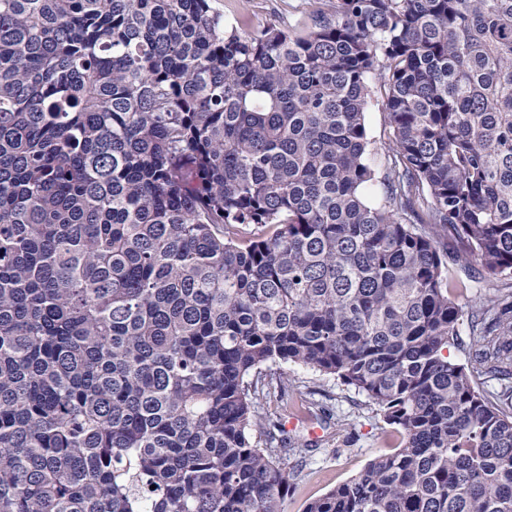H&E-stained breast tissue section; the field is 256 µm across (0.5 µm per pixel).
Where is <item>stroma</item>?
<instances>
[{
  "mask_svg": "<svg viewBox=\"0 0 512 512\" xmlns=\"http://www.w3.org/2000/svg\"><path fill=\"white\" fill-rule=\"evenodd\" d=\"M210 6L228 24L244 18L257 26L308 22L305 0H210ZM281 370L299 388L268 397L261 412L283 427L294 446L284 458L294 478L283 508L304 512L310 500L351 480L372 458L394 452L401 436L365 395L335 377L291 363Z\"/></svg>",
  "mask_w": 512,
  "mask_h": 512,
  "instance_id": "stroma-1",
  "label": "stroma"
}]
</instances>
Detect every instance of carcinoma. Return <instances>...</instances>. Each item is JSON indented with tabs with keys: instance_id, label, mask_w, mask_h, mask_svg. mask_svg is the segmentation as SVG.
I'll return each mask as SVG.
<instances>
[{
	"instance_id": "1",
	"label": "carcinoma",
	"mask_w": 512,
	"mask_h": 512,
	"mask_svg": "<svg viewBox=\"0 0 512 512\" xmlns=\"http://www.w3.org/2000/svg\"><path fill=\"white\" fill-rule=\"evenodd\" d=\"M311 4L0 0V512H283L282 363L403 437L304 512H512V0ZM210 6L228 24H236L246 17L255 26L269 22L283 27L310 25L307 17L310 8L304 0H210ZM386 120V113L384 112L381 99L372 97L365 112L368 137L372 142L371 148L373 149L369 155L368 161L371 167L378 174L382 171L385 165V156L383 149H381L380 141L383 139ZM450 276L457 286L454 291L456 302L462 307L466 314L470 311L471 306L479 295L488 293V285L486 280H483L474 274V272L460 265L450 264ZM470 336L467 321L464 320L463 325L459 328V335L448 347V358L459 365L471 368V358L469 356Z\"/></svg>"
}]
</instances>
